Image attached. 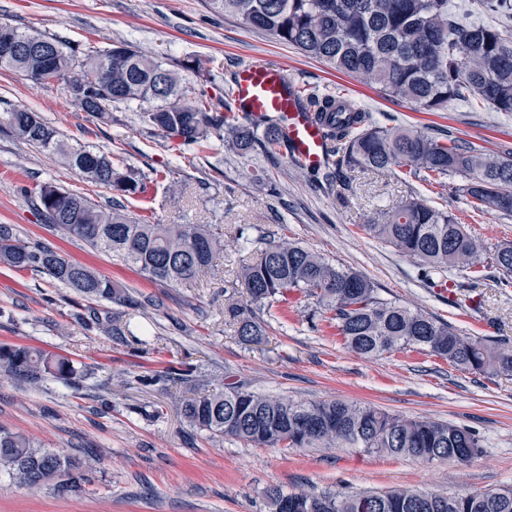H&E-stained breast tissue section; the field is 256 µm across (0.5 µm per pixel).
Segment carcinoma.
I'll return each mask as SVG.
<instances>
[{
	"mask_svg": "<svg viewBox=\"0 0 512 512\" xmlns=\"http://www.w3.org/2000/svg\"><path fill=\"white\" fill-rule=\"evenodd\" d=\"M211 6L268 32L332 69L380 85L384 93L421 111L439 112L448 102L474 96L496 112H512V29L467 23L448 11V0H210ZM481 12L512 18V0H475ZM17 51L0 56V70L15 71L35 84L49 83L42 73L41 52L54 55V76L66 82L73 104L103 123L112 121L119 105L137 113L140 122L178 146L209 148L216 137L224 147L247 156L259 150L269 158L285 140L271 119L255 121L246 114L220 112L201 92L188 98L180 90L179 73L135 49L115 42L103 50L81 51L36 30L10 27ZM300 101L315 112L325 129L331 167L319 181L332 194L342 170L356 168L385 173L395 167L421 181L454 176L457 192L474 208L487 206L512 216V149L491 151L471 141L438 137L402 126H380L349 100L300 87ZM61 157L85 180L114 191L117 198L102 206L88 197L50 183L33 190L48 226L85 241L136 267L159 283L187 285L213 262L222 246L210 224H153L130 210L126 199L144 198L148 181L140 172L112 161L100 151L68 146L38 112L15 107L0 113V128ZM365 230L424 273L450 267L471 270L491 266L512 285V242L489 252L444 208L413 197L383 213ZM239 228L253 257L240 268L237 281L248 300L228 299L227 312L239 338L264 343L267 324L257 312L288 297L313 299L327 314L346 346L375 358L394 350L424 352L461 370L484 374L512 371V344L489 336H466L452 324L395 301L381 298L374 283L352 269L334 264L297 243L254 239ZM0 263L17 271L42 274L73 289L84 301L80 324L127 342L142 340L130 321L106 310L103 303L128 309L146 305L142 294L120 286L92 267L64 258L48 245L23 239L13 224H0ZM0 371L38 387L47 380L79 384L88 370L69 358L33 346L0 345ZM194 386L182 411L194 428L209 437H226L261 448H351L426 463H465L481 453L470 430L430 418H409L376 406L343 400H286L254 391L224 377V389L210 392L204 380L186 368L173 373ZM90 461L45 448L20 433L0 428V471L19 486L40 489L50 484L60 492L79 493ZM272 512H512V487L451 495L409 488L356 492L336 490L285 493L267 491Z\"/></svg>",
	"mask_w": 512,
	"mask_h": 512,
	"instance_id": "obj_1",
	"label": "carcinoma"
}]
</instances>
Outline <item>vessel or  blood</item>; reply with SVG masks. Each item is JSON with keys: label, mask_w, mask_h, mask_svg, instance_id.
Wrapping results in <instances>:
<instances>
[{"label": "vessel or blood", "mask_w": 512, "mask_h": 512, "mask_svg": "<svg viewBox=\"0 0 512 512\" xmlns=\"http://www.w3.org/2000/svg\"><path fill=\"white\" fill-rule=\"evenodd\" d=\"M294 90V83L279 65L250 61L235 75L234 95L242 111L255 118L275 119L284 134L290 158L315 170L326 163L324 133L312 110L296 99Z\"/></svg>", "instance_id": "1"}]
</instances>
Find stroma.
<instances>
[{
  "label": "stroma",
  "instance_id": "obj_1",
  "mask_svg": "<svg viewBox=\"0 0 512 512\" xmlns=\"http://www.w3.org/2000/svg\"><path fill=\"white\" fill-rule=\"evenodd\" d=\"M33 29L79 45L104 48L125 41L183 71L187 95L207 91L216 107L233 102L237 67L253 59L283 64L296 84L329 89L372 113L382 125H411L488 149L512 146V114L480 99L452 101L444 112H424L388 98L379 85L345 76L269 33L213 12L207 0H0V23ZM24 106L54 126L69 145H89L117 163L140 170L149 194L136 211L159 224H214L224 251L195 284L152 283L126 264L93 252L79 238L61 237L45 224L29 189L52 183L95 202L111 201L106 187L87 182L54 155L0 131V224L23 238L85 262L151 302L132 318L146 328L150 351L127 346L75 319L79 297L46 276L0 264V345L41 348L86 365L80 387L56 381L35 388L0 375V427L22 432L47 448L95 462L84 489L61 495L46 487L25 491L0 474V512H270L266 492L385 491L396 486L427 492H479L512 486V374L462 371L447 360L397 350L375 359L345 347L314 302L292 298L288 314L268 318L258 346L242 344L224 314L225 288L250 259L238 238L241 225L296 241L375 283L382 298L447 321L470 336L512 339V288L501 290L498 270L483 269L477 289L466 273L448 270L446 287L426 282L413 260L367 233L379 211L415 195L447 208L484 248L512 241V217L472 210L451 177L441 194L405 176L402 168L377 175L348 171L335 194L319 191L312 173L280 153L225 151L214 165L207 149L179 150L142 127L133 112L116 108L105 124L75 108L66 85H39L0 70V113ZM269 172V185L256 182ZM186 363L223 379L232 374L252 390L294 400L334 398L370 403L393 414L431 417L480 437L481 455L467 463L421 461L348 448H256L230 438L215 441L181 414L187 384L144 385L169 363Z\"/></svg>",
  "mask_w": 512,
  "mask_h": 512
}]
</instances>
